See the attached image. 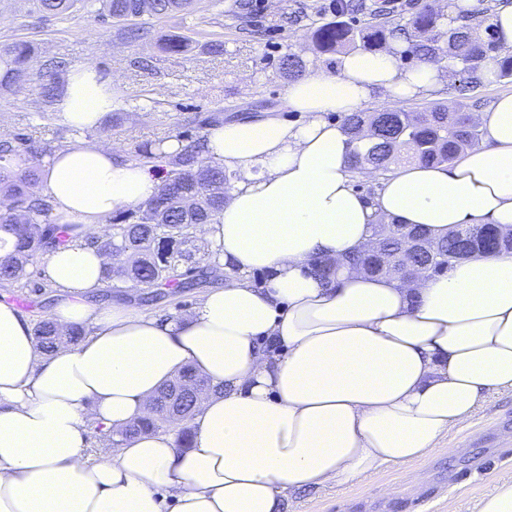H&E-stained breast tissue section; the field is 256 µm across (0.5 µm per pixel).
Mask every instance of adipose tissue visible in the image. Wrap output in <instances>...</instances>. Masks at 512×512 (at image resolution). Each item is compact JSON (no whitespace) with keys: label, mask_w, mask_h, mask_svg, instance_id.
Instances as JSON below:
<instances>
[{"label":"adipose tissue","mask_w":512,"mask_h":512,"mask_svg":"<svg viewBox=\"0 0 512 512\" xmlns=\"http://www.w3.org/2000/svg\"><path fill=\"white\" fill-rule=\"evenodd\" d=\"M400 43L350 52L289 84L282 108L207 135V159L236 173L200 231L226 271L187 318L93 303L107 259L91 243L118 210L154 197L160 176L110 147L54 150L42 192L67 245L49 249L62 298L51 317L86 327L47 354L0 303V512H284L288 493L343 486L406 464L466 423L484 392L512 391V255L475 256L412 283L341 268L396 219L436 235L470 224L512 232V93L485 111L479 145L441 166L392 167L373 197L352 186L351 145L330 112L421 98L455 82L451 59L404 66ZM114 105L108 81L71 69L59 102L77 129ZM267 270L266 287L250 275ZM211 388L189 447L152 432L87 455L90 425L125 427L184 367Z\"/></svg>","instance_id":"adipose-tissue-1"}]
</instances>
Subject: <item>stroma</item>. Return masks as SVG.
Wrapping results in <instances>:
<instances>
[{
  "instance_id": "obj_1",
  "label": "stroma",
  "mask_w": 512,
  "mask_h": 512,
  "mask_svg": "<svg viewBox=\"0 0 512 512\" xmlns=\"http://www.w3.org/2000/svg\"><path fill=\"white\" fill-rule=\"evenodd\" d=\"M251 14L239 17L235 0H197L192 11L136 26L145 40L125 37V24L103 27L95 15L79 10L66 20L39 12L33 0H0V44H28L31 72L50 58L85 64L110 80L114 106L96 127L66 125L57 109L42 112L30 89L0 91V139L23 133L59 148L76 141H98L133 157L136 149L163 138L197 140L214 125L259 112H280L288 85L280 61L300 56L309 73L327 72L337 54L316 52L312 35L318 20H335L331 0H250ZM347 12L352 24L381 13L407 23L418 0H359ZM186 41L184 54L164 46ZM223 44L222 53L211 50ZM282 112V111H281ZM203 285L191 288L131 286L101 291L103 304L121 302L146 313L181 318L192 314ZM59 299L47 275L45 254L34 257L28 276L1 287L0 302L21 305L30 322L48 318ZM512 483V393L485 394L477 412L451 429L437 448L417 461L388 465L342 487L294 493L288 512H477L480 500Z\"/></svg>"
}]
</instances>
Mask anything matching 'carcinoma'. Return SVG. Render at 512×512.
Listing matches in <instances>:
<instances>
[{"label":"carcinoma","mask_w":512,"mask_h":512,"mask_svg":"<svg viewBox=\"0 0 512 512\" xmlns=\"http://www.w3.org/2000/svg\"><path fill=\"white\" fill-rule=\"evenodd\" d=\"M82 2L94 9L103 23H119L143 12L164 18L186 10L191 4V0H36L38 9L52 16H65ZM490 11L484 0H476L446 24L432 4L424 0L404 25L380 17L361 26L336 20L317 26L314 37L322 53L376 52L399 39L403 59L418 62L449 57L455 63L456 75L466 84L474 82V73L487 60L496 63L500 77L509 79L512 53L503 51L499 45L490 24ZM29 57V47L22 42L0 46V87L34 83L42 107L51 108L58 96L65 64L56 63L55 69L47 74L31 73ZM281 70L284 77L296 80L305 76L306 65L300 57L289 54L282 60ZM342 126L352 145L351 169L358 171L367 166L380 175L402 161L445 165L481 138L478 123L467 111L458 108L452 115L447 106L437 104L415 111L352 112L343 116ZM165 142L163 138L153 150L136 151L140 160L165 164L166 180L157 195L132 212L127 223H111L92 240L110 260L105 276V286L110 289L126 283L147 288H189L195 281L219 277L217 267L201 264L194 242L198 225L209 223L223 209L224 181L233 178L234 173L200 157L197 142L186 143L176 153L165 151ZM48 152L43 142L30 136L0 141V198L6 201L0 208L1 284L20 281L27 275L29 260L70 240L69 225L41 224L49 208L33 191L39 181L38 167L26 165L29 159L42 160ZM473 252L512 253V236L493 224H472L445 237H434L419 225L393 220L383 227L375 226L367 250L350 255L348 263L367 275L401 280L405 276L403 259L433 276ZM337 269L338 264L330 258L319 257L313 263V273L328 282ZM84 335V328L77 325L63 329L46 319L34 325V336L47 352L63 343L75 346ZM193 384L203 389L209 387L206 378L186 367L157 390L147 416L118 430L99 422L96 431L111 442L115 436L127 439L176 426L177 441L186 447L191 430L179 423L188 420L194 408L185 404L178 416L170 417L168 406L169 399H178L182 388Z\"/></svg>","instance_id":"1"}]
</instances>
